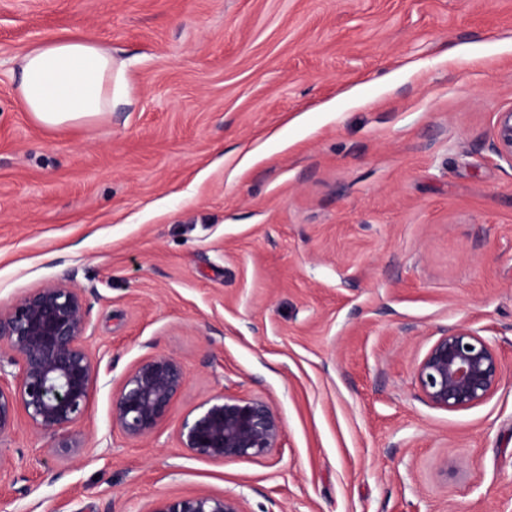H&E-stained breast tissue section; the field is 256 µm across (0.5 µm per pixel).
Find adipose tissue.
Here are the masks:
<instances>
[{
  "instance_id": "adipose-tissue-1",
  "label": "adipose tissue",
  "mask_w": 512,
  "mask_h": 512,
  "mask_svg": "<svg viewBox=\"0 0 512 512\" xmlns=\"http://www.w3.org/2000/svg\"><path fill=\"white\" fill-rule=\"evenodd\" d=\"M16 89L37 122L59 128L110 112L125 84L122 68L96 41L59 39L22 56Z\"/></svg>"
}]
</instances>
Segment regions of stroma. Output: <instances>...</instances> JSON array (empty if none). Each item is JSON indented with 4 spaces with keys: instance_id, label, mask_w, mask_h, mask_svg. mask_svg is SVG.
<instances>
[{
    "instance_id": "stroma-1",
    "label": "stroma",
    "mask_w": 512,
    "mask_h": 512,
    "mask_svg": "<svg viewBox=\"0 0 512 512\" xmlns=\"http://www.w3.org/2000/svg\"><path fill=\"white\" fill-rule=\"evenodd\" d=\"M68 36L125 64L110 113L49 129L19 59ZM512 0H0V308L83 289L100 378L70 458L18 418L6 512H512ZM468 322L506 376L427 405L414 377ZM188 382L153 437L113 432L139 360ZM283 419L263 462L179 448L218 394ZM491 150L512 167V108L498 113L492 132ZM149 512H244L241 501L230 495L200 492L193 496H166L156 499Z\"/></svg>"
}]
</instances>
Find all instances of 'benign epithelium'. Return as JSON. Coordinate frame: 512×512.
<instances>
[{"label":"benign epithelium","mask_w":512,"mask_h":512,"mask_svg":"<svg viewBox=\"0 0 512 512\" xmlns=\"http://www.w3.org/2000/svg\"><path fill=\"white\" fill-rule=\"evenodd\" d=\"M492 152L512 167V109L498 113ZM89 305L80 288L48 283L0 309V438L22 414L33 432L50 439L63 458L85 447L76 430L88 412L101 359L89 347ZM14 370H5V365ZM501 356L467 322L443 330L415 368L422 399L446 411L488 400L501 385ZM183 364L169 354L148 356L125 374L112 392V429L129 439L150 438L173 414L187 384ZM179 447L214 463L262 461L281 440L283 420L271 401L225 393L206 398L175 429ZM149 512H244L230 495L200 492L156 499Z\"/></svg>","instance_id":"7a95c632"}]
</instances>
